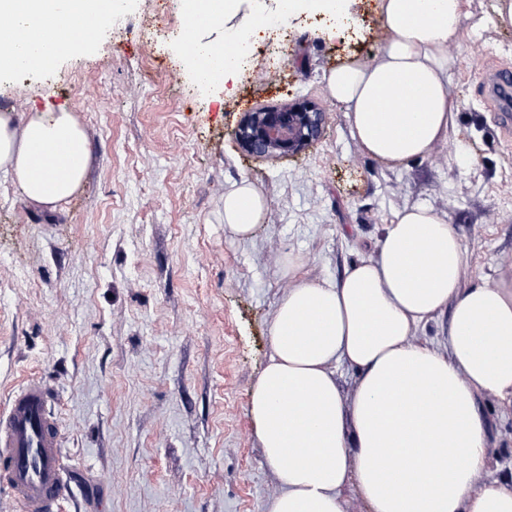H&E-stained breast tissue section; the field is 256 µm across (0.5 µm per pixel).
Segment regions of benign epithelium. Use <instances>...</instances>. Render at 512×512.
<instances>
[{
	"mask_svg": "<svg viewBox=\"0 0 512 512\" xmlns=\"http://www.w3.org/2000/svg\"><path fill=\"white\" fill-rule=\"evenodd\" d=\"M324 112L311 101L262 106L242 113L234 130L240 149L256 158L293 157L323 132Z\"/></svg>",
	"mask_w": 512,
	"mask_h": 512,
	"instance_id": "obj_1",
	"label": "benign epithelium"
}]
</instances>
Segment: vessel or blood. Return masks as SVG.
I'll list each match as a JSON object with an SVG mask.
<instances>
[{
	"instance_id": "b4317fda",
	"label": "vessel or blood",
	"mask_w": 512,
	"mask_h": 512,
	"mask_svg": "<svg viewBox=\"0 0 512 512\" xmlns=\"http://www.w3.org/2000/svg\"><path fill=\"white\" fill-rule=\"evenodd\" d=\"M95 33L93 20L77 25L68 15L57 14L31 28L0 29V45L28 49L48 62L52 39L64 38L78 51ZM480 86L496 102L497 121L511 130L512 71L496 70ZM50 401L47 388L31 379L0 409V489L6 491L13 512H60L67 499L69 486L59 454L61 433L48 410Z\"/></svg>"
}]
</instances>
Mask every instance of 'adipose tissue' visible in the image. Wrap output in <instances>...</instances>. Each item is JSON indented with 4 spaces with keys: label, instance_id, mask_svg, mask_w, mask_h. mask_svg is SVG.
Returning a JSON list of instances; mask_svg holds the SVG:
<instances>
[{
    "label": "adipose tissue",
    "instance_id": "adipose-tissue-1",
    "mask_svg": "<svg viewBox=\"0 0 512 512\" xmlns=\"http://www.w3.org/2000/svg\"><path fill=\"white\" fill-rule=\"evenodd\" d=\"M388 34L374 63L353 59L327 77L354 138L377 159L426 156L453 118L449 47L464 0H378ZM63 11L82 23L86 0H0L25 28ZM63 163H56V156ZM74 113L1 112L0 170L28 202L57 209L88 168ZM263 196L246 181L224 195V231L249 238ZM269 327L272 354L250 400L266 466L280 492L268 512H345L356 486L367 512H512V485L478 483L490 443L480 398L512 404V269L470 282L462 241L427 206L398 213L375 256L342 279L299 277ZM448 312V343H412ZM359 370L344 400L337 366Z\"/></svg>",
    "mask_w": 512,
    "mask_h": 512
}]
</instances>
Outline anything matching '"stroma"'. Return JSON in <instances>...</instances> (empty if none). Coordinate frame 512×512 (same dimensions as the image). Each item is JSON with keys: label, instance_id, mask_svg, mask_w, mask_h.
Wrapping results in <instances>:
<instances>
[{"label": "stroma", "instance_id": "35a3bbf8", "mask_svg": "<svg viewBox=\"0 0 512 512\" xmlns=\"http://www.w3.org/2000/svg\"><path fill=\"white\" fill-rule=\"evenodd\" d=\"M260 1L275 13V0H242L195 41L227 43ZM465 2L449 48L453 123L428 156L398 165L360 150L326 84L383 48L377 0H348L347 36L289 16L285 55L229 86L200 82L170 36L184 25L177 0H125L84 53L0 72V112H74L90 148L82 185L52 212L0 172V404L26 379L49 387L65 512H266L279 484L249 401L292 284L288 256L302 277L339 279L375 255L398 212L425 205L453 225L474 277L512 267V145L469 66L512 69V25H498L497 0ZM295 99L325 112L313 147L278 160L238 147L243 112ZM244 179L265 209L252 238L233 242L224 193ZM481 411L491 450L478 480L512 483V405L486 395Z\"/></svg>", "mask_w": 512, "mask_h": 512}]
</instances>
